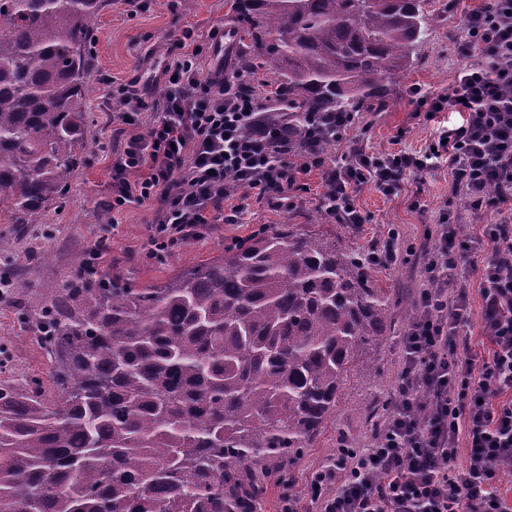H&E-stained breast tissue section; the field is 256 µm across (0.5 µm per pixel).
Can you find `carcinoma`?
Listing matches in <instances>:
<instances>
[{
	"instance_id": "obj_1",
	"label": "carcinoma",
	"mask_w": 512,
	"mask_h": 512,
	"mask_svg": "<svg viewBox=\"0 0 512 512\" xmlns=\"http://www.w3.org/2000/svg\"><path fill=\"white\" fill-rule=\"evenodd\" d=\"M104 0H0V196L11 224L58 202L85 147ZM425 0H234L240 73L336 144L331 114L382 112L434 17ZM396 302L364 253L282 224L163 285L75 279L35 333L51 384L0 386V512H258L295 479Z\"/></svg>"
}]
</instances>
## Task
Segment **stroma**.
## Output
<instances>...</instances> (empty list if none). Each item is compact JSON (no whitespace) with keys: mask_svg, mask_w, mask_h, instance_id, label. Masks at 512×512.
<instances>
[{"mask_svg":"<svg viewBox=\"0 0 512 512\" xmlns=\"http://www.w3.org/2000/svg\"><path fill=\"white\" fill-rule=\"evenodd\" d=\"M446 0H429L440 16L412 68L393 86V104L383 112L357 116L342 141L332 150L340 158L352 145L370 152L403 150L422 153L432 139L437 124L460 123L455 112L440 113L438 121L427 120L420 100L446 94L465 59L459 48L466 39L468 12L486 0H455V8L445 11ZM232 0H149L145 11L127 16L117 0H107L95 26V43L90 60L86 104V149L66 188L62 207L49 211L35 224L0 221V383L24 388L27 380L48 381L53 370L52 356L30 322L45 304L53 300L61 286L85 269L94 275L108 274L128 288L162 284L179 272L208 262L225 247L280 224H308L336 235L343 244L367 250L388 232L397 235L398 260L395 265L373 269L379 286L388 288L401 306L415 302L422 284L423 244L427 225L437 223L442 213L462 217L467 235L479 237L481 228L470 223L466 199L452 194L448 168L408 173L397 194L386 196L368 187L356 190L355 200L366 218L355 227L329 219L321 208L324 191L321 174L311 171L301 176L304 186L296 207L275 209L255 199L245 200L240 223L212 224L202 238L179 243L168 250L149 254V238L154 231L153 206L132 204L103 221L94 213L111 198L109 167L112 160V114L104 97L120 84L139 80L151 96L163 90L162 71L178 52L176 39L181 30L193 28L197 43L206 45L213 32L224 36V72L237 68L238 45L230 30ZM108 251L95 260L91 252L100 240ZM30 282L31 289L19 294L15 279ZM407 322L397 318L393 336L370 348L365 362L374 373L359 372L347 381L336 411V421L328 425L308 450L296 469L290 492L309 512L306 478L325 466L338 436L362 442L369 433L368 410L377 401L391 397L399 369V337Z\"/></svg>","mask_w":512,"mask_h":512,"instance_id":"stroma-1","label":"stroma"}]
</instances>
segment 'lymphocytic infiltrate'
Instances as JSON below:
<instances>
[{"label":"lymphocytic infiltrate","mask_w":512,"mask_h":512,"mask_svg":"<svg viewBox=\"0 0 512 512\" xmlns=\"http://www.w3.org/2000/svg\"><path fill=\"white\" fill-rule=\"evenodd\" d=\"M466 29L464 54L483 62L463 65L427 109L463 113L460 125L441 129L419 155L353 149L335 162L314 151L305 166L321 172V204L339 224L365 221L355 188L390 195L408 172L444 165L473 218L489 207L498 216L477 241L447 214L428 229L392 407L374 444L311 477L318 512H512L500 485L512 473V0H488L468 14ZM179 42L190 50L167 62L161 95L123 84L112 115L132 134L112 142L109 208L155 204L153 254L201 237L206 225L238 223L242 199L290 209L301 189L302 169L287 155L242 135L261 110L244 83L225 75L223 44L204 50L189 27ZM145 112L153 118L135 133ZM479 243L484 356L465 346L472 305L457 275Z\"/></svg>","instance_id":"lymphocytic-infiltrate-1"}]
</instances>
